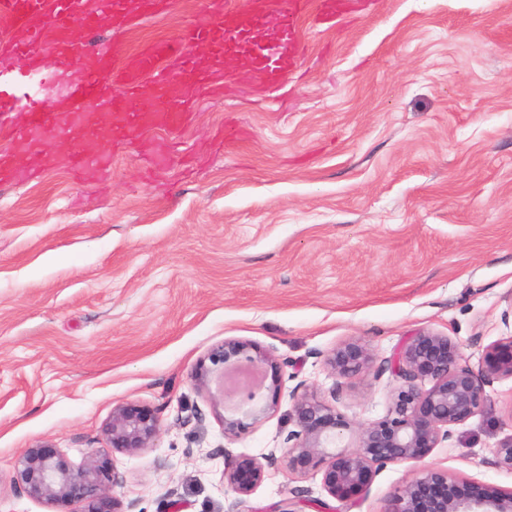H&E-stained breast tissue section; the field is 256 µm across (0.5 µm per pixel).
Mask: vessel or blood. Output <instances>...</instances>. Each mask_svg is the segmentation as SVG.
Returning <instances> with one entry per match:
<instances>
[{
    "mask_svg": "<svg viewBox=\"0 0 512 512\" xmlns=\"http://www.w3.org/2000/svg\"><path fill=\"white\" fill-rule=\"evenodd\" d=\"M172 0H0V17L13 24L8 51L0 52V112L22 107L26 121L0 124L11 148L0 157V180L21 178L22 159L43 161L54 139L87 141L108 136L114 144L146 145L155 129L185 125L187 106L199 95L218 97L227 84L276 89L300 68L296 39L306 24L336 19L344 0H203L201 21L185 25L172 40H150L136 49L73 39L75 29L127 26L138 13L168 12ZM275 28L280 39L264 51L240 57L239 48L258 29ZM70 81L67 96L49 99L38 85ZM107 115L100 127L95 114ZM84 180H105L107 154L77 151L68 158Z\"/></svg>",
    "mask_w": 512,
    "mask_h": 512,
    "instance_id": "b4317fda",
    "label": "vessel or blood"
}]
</instances>
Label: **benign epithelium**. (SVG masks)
Returning a JSON list of instances; mask_svg holds the SVG:
<instances>
[{
	"label": "benign epithelium",
	"instance_id": "obj_1",
	"mask_svg": "<svg viewBox=\"0 0 512 512\" xmlns=\"http://www.w3.org/2000/svg\"><path fill=\"white\" fill-rule=\"evenodd\" d=\"M248 350V344L228 339L210 351L194 374L196 385L224 407V436L228 438L240 433L245 420L255 424L272 409L262 403L261 378L246 389L227 388L230 361L243 357L258 371L261 365L274 363L271 355L252 357ZM371 363L368 349L358 342L337 347L327 358V364L340 378L367 372ZM391 368L400 385L387 415L360 425L353 449L331 456L324 448L336 443L347 421L304 385L295 386L290 397L296 429L288 432L291 445L281 449L285 466L292 469L297 463L313 461L322 464L323 489L342 500L365 492L373 475L388 465L422 461L432 449L451 439L452 426L484 407L487 385L496 379H512V336L487 351L486 366L477 372L460 364L457 347L448 337L432 334L406 342ZM426 379L432 382L428 389L419 385ZM158 430L159 424L148 410L118 407L112 411L106 433L113 450L137 452L150 447ZM274 460L272 453L267 463ZM265 464L226 451L224 479L236 494L248 496L264 478ZM495 464L512 470V438L496 448ZM15 469L31 497L52 503H81V512H98L100 502L110 497L117 484L109 462L96 453L82 465L71 467L56 449L30 448L17 457ZM455 488L448 474L424 469L393 493L384 512H512V491L483 484L478 494L458 496Z\"/></svg>",
	"mask_w": 512,
	"mask_h": 512
}]
</instances>
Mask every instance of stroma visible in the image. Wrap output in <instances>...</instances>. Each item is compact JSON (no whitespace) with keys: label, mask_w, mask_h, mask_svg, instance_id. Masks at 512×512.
Segmentation results:
<instances>
[{"label":"stroma","mask_w":512,"mask_h":512,"mask_svg":"<svg viewBox=\"0 0 512 512\" xmlns=\"http://www.w3.org/2000/svg\"><path fill=\"white\" fill-rule=\"evenodd\" d=\"M201 18L199 0H178L102 36L133 49ZM297 39L303 65L280 98L231 84L181 132H153L171 164L150 179L137 146L102 140L111 180L79 182L64 163L76 143L55 140L53 163L0 182V512H76L18 481L16 457L43 446L75 467L91 451L112 459L123 512H320L321 466L266 467L242 498L225 453L284 447L296 384L351 424L375 422L409 339L447 336L476 370L512 336V0H351ZM228 123L245 132L232 151ZM227 339L275 361L273 409L231 439L192 379ZM349 341L372 373L332 372ZM486 393L420 466L508 491L495 450L512 437V380ZM126 405L159 423L135 454L105 434ZM416 469H380L336 512H384Z\"/></svg>","instance_id":"obj_1"}]
</instances>
